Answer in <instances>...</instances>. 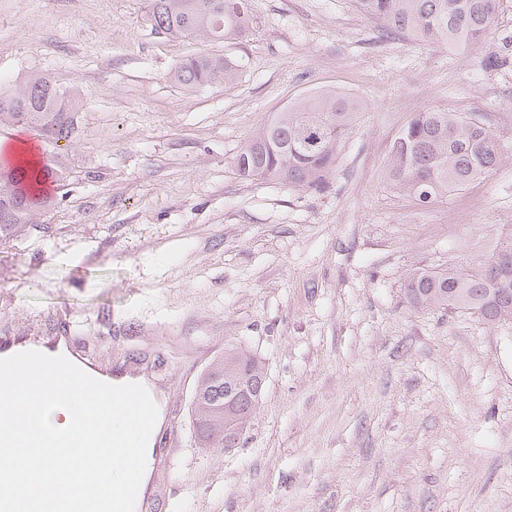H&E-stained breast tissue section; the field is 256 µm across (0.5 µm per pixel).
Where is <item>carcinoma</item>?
<instances>
[{"instance_id": "cac0c4a2", "label": "carcinoma", "mask_w": 512, "mask_h": 512, "mask_svg": "<svg viewBox=\"0 0 512 512\" xmlns=\"http://www.w3.org/2000/svg\"><path fill=\"white\" fill-rule=\"evenodd\" d=\"M381 22L386 39L411 37L451 49L466 48L494 26L500 0H356ZM152 30L167 37H199L214 42L240 38L250 28L248 0H150ZM237 64L223 56H189L175 66L174 78L192 88L237 76ZM81 94L62 90L45 75L33 74L11 91L0 92V122L38 129L44 139L41 166H19L0 179V245L25 227L32 216L53 205L38 185L46 179L62 187L69 168L55 152L76 132ZM360 102L353 96L324 92L297 102L260 129L236 156L247 177L285 179L321 188L334 171L338 149L353 132ZM503 159L490 127L451 112H419L394 138L387 164L397 189L427 203L457 191L488 173ZM512 240L484 261L443 271L412 273L405 288L414 306L441 305L476 309L487 323L512 322ZM262 362L231 349L201 374L191 408L198 438L211 447L236 448L239 428L249 424L264 390Z\"/></svg>"}]
</instances>
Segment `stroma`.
<instances>
[{"label":"stroma","instance_id":"35a3bbf8","mask_svg":"<svg viewBox=\"0 0 512 512\" xmlns=\"http://www.w3.org/2000/svg\"><path fill=\"white\" fill-rule=\"evenodd\" d=\"M250 4L216 43L154 33L148 0H0V87L38 71L83 98L69 180L0 246V333L64 315L100 361L152 366L180 402L161 512H512V323L405 298L411 272L512 239V0L464 50L382 39L354 0ZM208 54L237 79H172ZM325 91L361 110L323 188L239 175L253 134ZM427 109L481 117L505 160L422 203L387 158ZM231 347L264 391L238 447L204 448L191 400Z\"/></svg>","mask_w":512,"mask_h":512}]
</instances>
